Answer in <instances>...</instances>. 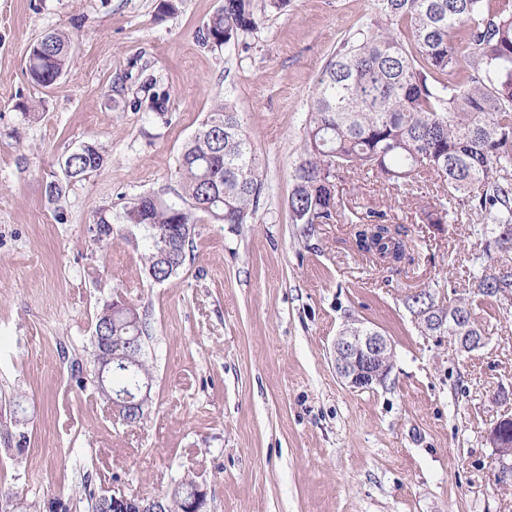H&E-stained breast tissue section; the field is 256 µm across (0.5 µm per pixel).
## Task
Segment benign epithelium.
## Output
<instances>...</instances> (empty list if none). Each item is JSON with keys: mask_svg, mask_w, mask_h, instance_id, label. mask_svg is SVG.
Returning a JSON list of instances; mask_svg holds the SVG:
<instances>
[{"mask_svg": "<svg viewBox=\"0 0 512 512\" xmlns=\"http://www.w3.org/2000/svg\"><path fill=\"white\" fill-rule=\"evenodd\" d=\"M415 317L425 327L432 329L437 325L448 324V332L461 350H470L483 343V337L473 332L467 312L463 308L449 311L444 315L434 300L427 301L415 309ZM336 370L343 381L353 389H371L385 382L392 357V346L382 333L362 326L342 330L334 343ZM112 509L127 512V505H133V512H161V500L158 498H140L114 490Z\"/></svg>", "mask_w": 512, "mask_h": 512, "instance_id": "7a95c632", "label": "benign epithelium"}]
</instances>
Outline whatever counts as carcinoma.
Returning a JSON list of instances; mask_svg holds the SVG:
<instances>
[{
	"label": "carcinoma",
	"instance_id": "carcinoma-1",
	"mask_svg": "<svg viewBox=\"0 0 512 512\" xmlns=\"http://www.w3.org/2000/svg\"><path fill=\"white\" fill-rule=\"evenodd\" d=\"M377 19L347 38L313 90L302 158L288 198L295 224H328L338 212L336 178L343 171L372 173L408 191L429 176L441 182L429 224L454 223L477 213L485 239L472 258L468 287L496 299L512 297V266L487 272L494 251L512 250V0H375ZM260 18L253 0H223L196 32L199 44L239 42ZM71 34L57 30L30 45L27 74L37 86L54 85L72 62ZM468 68L461 67V59ZM105 156L85 143L62 158L68 179L100 170ZM178 198L167 203L142 195L125 207L122 221L139 237L148 278L162 284L185 265L195 224H245L256 211L264 173L238 112L216 102L183 147L176 166ZM94 240H112L107 211H97ZM358 254L386 265L407 258L408 229L370 209L353 222ZM443 311L469 299L431 290ZM143 314L107 302L96 316L92 345L107 376L93 389L110 402L123 389L152 377L143 358ZM192 483L178 486L164 512H183Z\"/></svg>",
	"mask_w": 512,
	"mask_h": 512
}]
</instances>
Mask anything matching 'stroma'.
<instances>
[{
	"instance_id": "35a3bbf8",
	"label": "stroma",
	"mask_w": 512,
	"mask_h": 512,
	"mask_svg": "<svg viewBox=\"0 0 512 512\" xmlns=\"http://www.w3.org/2000/svg\"><path fill=\"white\" fill-rule=\"evenodd\" d=\"M222 0H0V483L30 512L62 498L92 512L112 489L148 498L194 482L202 512H512L488 430L512 418V300L477 296L484 346L464 352L422 334L408 295L467 283L472 227L424 223L432 193L340 173L338 215L304 232L288 195L314 85L337 46L375 20L373 0H288L245 45L194 39ZM79 26L70 71L49 88L25 73L30 44ZM167 92L164 112L152 92ZM241 117L264 171L245 224L201 219L179 274L150 283L123 206L177 198L178 156L215 100ZM41 104L31 120L23 103ZM85 142L108 161L50 204L61 157ZM116 234L94 241L98 209ZM387 210L419 243L390 269L359 256L349 221ZM147 314L152 401L135 426L78 389L94 377L97 313L114 294ZM393 349L384 384L357 391L336 372L352 321Z\"/></svg>"
}]
</instances>
